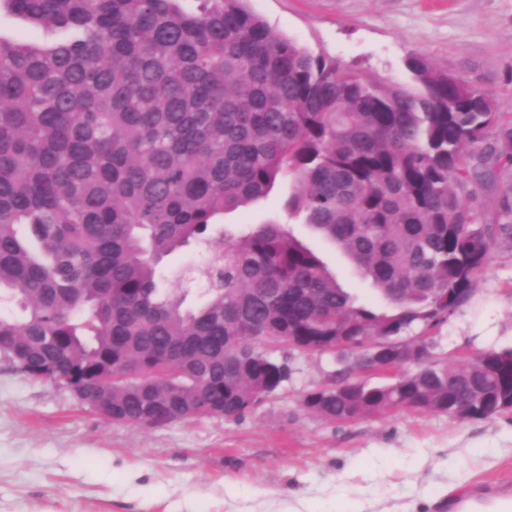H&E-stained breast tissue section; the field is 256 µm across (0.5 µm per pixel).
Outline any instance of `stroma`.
<instances>
[{
	"mask_svg": "<svg viewBox=\"0 0 512 512\" xmlns=\"http://www.w3.org/2000/svg\"><path fill=\"white\" fill-rule=\"evenodd\" d=\"M271 30L386 86L415 90L405 67L421 53L512 112V0H247ZM282 182L234 228L285 218ZM294 235L338 283L380 297L334 244L304 224ZM184 249L162 263L171 288L200 293ZM434 353L458 360L512 348V247H501L468 299L432 329ZM352 357L293 354L276 395L239 418L200 415L159 425L104 419L63 386L0 365V512H454L456 502L512 484V411L486 420L399 409L336 422L306 410Z\"/></svg>",
	"mask_w": 512,
	"mask_h": 512,
	"instance_id": "obj_1",
	"label": "stroma"
}]
</instances>
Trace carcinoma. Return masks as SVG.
<instances>
[{
	"label": "carcinoma",
	"mask_w": 512,
	"mask_h": 512,
	"mask_svg": "<svg viewBox=\"0 0 512 512\" xmlns=\"http://www.w3.org/2000/svg\"><path fill=\"white\" fill-rule=\"evenodd\" d=\"M183 2L0 0L39 32L0 34V304L21 312L0 316V363L112 422L238 418L290 379L295 349L434 327L512 242V113L489 92L421 54L406 61L418 92L387 87L245 0ZM283 180L288 219L386 307L358 302L286 222L217 223ZM191 245L210 252L192 307L159 272ZM344 374L304 405L334 421L512 406L511 349L339 389Z\"/></svg>",
	"instance_id": "1"
}]
</instances>
